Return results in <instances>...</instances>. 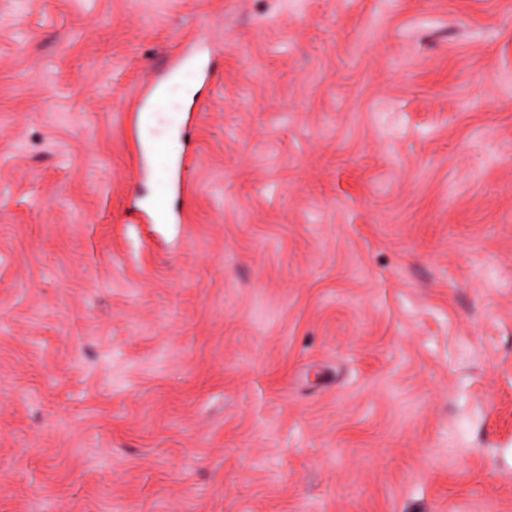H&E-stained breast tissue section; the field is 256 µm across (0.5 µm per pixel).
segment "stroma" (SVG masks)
Segmentation results:
<instances>
[{"label":"stroma","mask_w":512,"mask_h":512,"mask_svg":"<svg viewBox=\"0 0 512 512\" xmlns=\"http://www.w3.org/2000/svg\"><path fill=\"white\" fill-rule=\"evenodd\" d=\"M0 512H512V0H0ZM204 49L201 45H191L186 52L170 59L169 64L160 74L173 75L184 66L189 65L196 76L201 79L203 86L212 84L215 73L209 58H203L202 51ZM199 112H201V105L195 92L191 96L188 116L179 132L178 139L181 145L179 155L176 159L169 160L164 174L160 175L157 169L153 170L145 160L137 169L139 174L151 178L155 188L163 196L190 198L195 192V182L192 177L194 155L189 149L187 133L197 122ZM129 214L131 219H129V223L131 224H142L143 217L146 216L148 219V224L155 223H166L170 221L173 217L176 218L179 224L185 222V215L182 211H168L165 210L163 212L152 211L151 213H147L146 210L139 206L135 201H133L132 205L129 208Z\"/></svg>","instance_id":"obj_1"}]
</instances>
